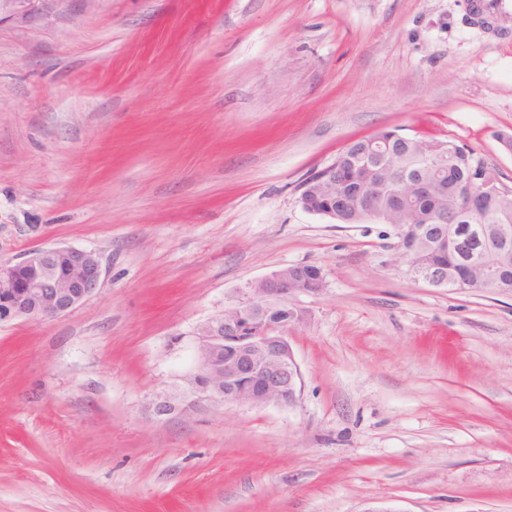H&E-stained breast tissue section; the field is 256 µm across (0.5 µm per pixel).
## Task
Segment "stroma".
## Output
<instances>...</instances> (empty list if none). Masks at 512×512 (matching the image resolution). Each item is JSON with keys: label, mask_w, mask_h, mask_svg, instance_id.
<instances>
[{"label": "stroma", "mask_w": 512, "mask_h": 512, "mask_svg": "<svg viewBox=\"0 0 512 512\" xmlns=\"http://www.w3.org/2000/svg\"><path fill=\"white\" fill-rule=\"evenodd\" d=\"M471 0H32L0 12V262L99 288L0 320V512H512V294L434 287L385 224L298 202L352 139L474 149L512 187V19ZM310 264L295 406L159 418L195 335ZM101 275L94 252L71 246L38 249L0 263V320L63 316L95 292Z\"/></svg>", "instance_id": "obj_1"}]
</instances>
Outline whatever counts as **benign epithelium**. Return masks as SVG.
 <instances>
[{"mask_svg":"<svg viewBox=\"0 0 512 512\" xmlns=\"http://www.w3.org/2000/svg\"><path fill=\"white\" fill-rule=\"evenodd\" d=\"M425 170L404 178L398 200L415 216L414 191L423 188L440 159L430 155ZM299 202L312 214L336 218V205L300 189ZM464 212L470 222L482 220L477 192L467 193ZM102 269L95 253L71 246L38 249L16 262L0 263V320L31 317L43 320L63 316L99 287ZM423 281L448 286V269L430 266ZM325 286L315 265H292L252 282L237 303L210 319L196 334L195 367L186 377L189 390L176 391L152 402L161 417L189 414L202 403L254 407H292L302 386V375L288 341V328L303 321L293 305L299 293L318 294Z\"/></svg>","mask_w":512,"mask_h":512,"instance_id":"7a95c632","label":"benign epithelium"}]
</instances>
